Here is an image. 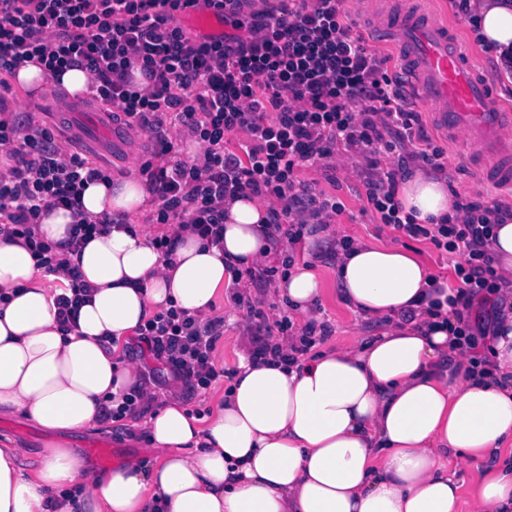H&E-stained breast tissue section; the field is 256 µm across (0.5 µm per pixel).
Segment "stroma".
I'll return each mask as SVG.
<instances>
[{
    "label": "stroma",
    "instance_id": "obj_1",
    "mask_svg": "<svg viewBox=\"0 0 512 512\" xmlns=\"http://www.w3.org/2000/svg\"><path fill=\"white\" fill-rule=\"evenodd\" d=\"M415 3L431 8L434 18L448 21L454 29L460 50L486 76L499 101L512 109V79L499 77L493 53L475 37L472 25L457 13L452 0H345L344 20L367 48L387 58L389 74L397 75L404 66L399 48L396 42L379 37L376 27ZM4 98L6 115H32L37 124L54 128L57 141H64L69 133L78 134L82 155L88 160H96L102 154H113L111 139L99 136L86 110L84 98L69 95L52 84L42 87L34 97L15 86L5 93ZM407 104L409 109L420 114L425 135L434 146L443 150L446 163L444 176L460 198L478 200L487 205L500 200L512 205V189L481 179L477 166L468 156L463 139H452L445 135L433 124L426 107L415 99H408ZM370 176L371 172L363 158L354 150L336 154L331 166H306L298 172L300 181L311 185L315 191L336 198L343 205L328 232L304 237L293 252L297 257L309 256L315 261L316 273L323 288L318 302L319 315L331 328L330 335L322 343L326 349L340 346L354 336L368 338L379 335L384 329L381 322L353 312L341 299L336 263L324 257L325 252L334 249L341 238L414 250L448 284L455 280V265L464 260L462 253L445 252L428 241L410 238L381 224L379 215L367 199ZM233 294V289H226L217 306V313L224 316L225 322L224 334L217 343L214 358L216 364L224 368L226 375L208 388L187 393L186 400L191 411L210 413L216 398L233 383L231 373L237 368L238 338L246 322L242 311L234 307ZM71 441L73 447L81 449L95 442L109 443L117 448L123 459L142 454L147 446L145 434L132 433L124 420L94 431L79 432L72 436Z\"/></svg>",
    "mask_w": 512,
    "mask_h": 512
}]
</instances>
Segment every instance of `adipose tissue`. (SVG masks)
I'll use <instances>...</instances> for the list:
<instances>
[{
  "label": "adipose tissue",
  "mask_w": 512,
  "mask_h": 512,
  "mask_svg": "<svg viewBox=\"0 0 512 512\" xmlns=\"http://www.w3.org/2000/svg\"><path fill=\"white\" fill-rule=\"evenodd\" d=\"M473 10L482 42L497 55L511 49L512 0H475ZM13 80L33 96L48 83L72 96L90 91L85 71L57 76L36 60ZM149 198L134 176L96 182L83 210L132 218ZM397 200L422 224L454 212L444 180L422 170ZM224 212L223 246L185 228L167 261L150 232L118 226L72 254L71 212L43 213L39 237L92 287L66 336L29 248L0 239V416L56 436L35 461L25 448H0V512H459L452 459L485 470L471 512H512V463L502 460L512 446V306L500 308L483 337L493 373L482 374L448 326L432 270L393 245L358 242L337 256L343 301L387 320L382 335L288 368L239 353L231 389L203 420L180 391L160 397L142 388L149 448L109 469L87 465L68 440L102 427L103 408L142 387L138 365L122 358L139 325L173 306L213 316L233 269L266 255V205L240 197ZM276 291L307 318L322 293L306 261Z\"/></svg>",
  "instance_id": "obj_1"
}]
</instances>
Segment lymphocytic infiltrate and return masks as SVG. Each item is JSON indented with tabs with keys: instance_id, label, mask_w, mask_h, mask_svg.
<instances>
[{
	"instance_id": "1",
	"label": "lymphocytic infiltrate",
	"mask_w": 512,
	"mask_h": 512,
	"mask_svg": "<svg viewBox=\"0 0 512 512\" xmlns=\"http://www.w3.org/2000/svg\"><path fill=\"white\" fill-rule=\"evenodd\" d=\"M252 0H0V71L14 72L38 59L52 73L86 71L94 100L121 112L128 127L149 131L153 159L141 172L158 202L156 223L167 231L154 240L171 258L182 228L211 244H224V201L251 194L271 199L266 219L272 243L295 249L307 223L329 224L342 210L335 198L315 194L297 170L330 159L340 150L363 154L374 177L368 200L382 223L462 252L448 305L468 321L475 300L489 299L502 277L493 266L491 230L502 209L479 202L459 204L436 224H419L399 206L397 186L415 163L444 170L443 153L421 132L418 113L407 109L386 61L370 53L343 20V0H280L277 11H255ZM223 15L230 34L197 36L181 15L199 9ZM140 69L146 92L131 72ZM180 126L204 146L203 164L177 158L165 131ZM245 141L230 144L229 134ZM0 150L11 162L0 176V235L20 239L44 274H56L54 247L35 235L43 211L64 208L76 222L71 250L110 230L116 217H86L85 186L110 180L107 168L62 151L50 128L33 119L0 118ZM399 151L396 166L381 169V151ZM55 297L62 331L75 327L91 288L78 267ZM252 358L273 356L294 363L318 339L316 322L296 328L290 316L260 321ZM137 334L147 351L193 389L223 377L213 358L224 334L223 317L202 320L177 308L149 318ZM290 338L281 349L279 338Z\"/></svg>"
}]
</instances>
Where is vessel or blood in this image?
I'll use <instances>...</instances> for the list:
<instances>
[{
	"mask_svg": "<svg viewBox=\"0 0 512 512\" xmlns=\"http://www.w3.org/2000/svg\"><path fill=\"white\" fill-rule=\"evenodd\" d=\"M400 30L407 76L434 121L451 135L465 131L468 152L480 160L483 176L512 185V142L499 135L501 126L512 125V113L502 110L483 74L450 46L447 24L415 13Z\"/></svg>",
	"mask_w": 512,
	"mask_h": 512,
	"instance_id": "1",
	"label": "vessel or blood"
}]
</instances>
